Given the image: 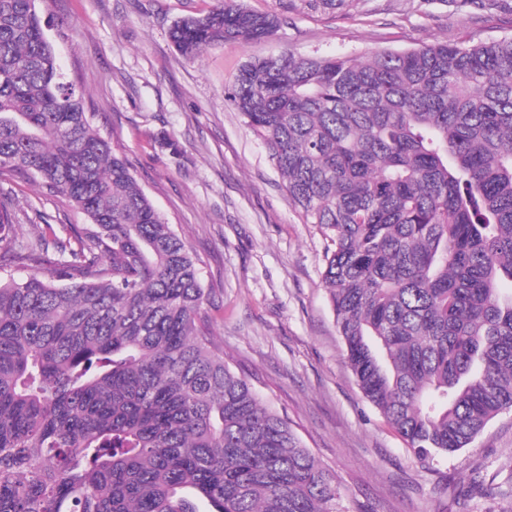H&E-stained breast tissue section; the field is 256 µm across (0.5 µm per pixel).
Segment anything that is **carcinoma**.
Wrapping results in <instances>:
<instances>
[{"label": "carcinoma", "instance_id": "carcinoma-1", "mask_svg": "<svg viewBox=\"0 0 512 512\" xmlns=\"http://www.w3.org/2000/svg\"><path fill=\"white\" fill-rule=\"evenodd\" d=\"M280 27L214 0L169 37L193 60ZM58 65L37 0H0V180L97 227L37 232L27 257L60 282L0 278V512H336L335 477L198 324L197 258ZM226 101L332 234L363 396L420 459L468 446L512 410V37L257 57Z\"/></svg>", "mask_w": 512, "mask_h": 512}]
</instances>
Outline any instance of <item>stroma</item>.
I'll return each instance as SVG.
<instances>
[{
  "mask_svg": "<svg viewBox=\"0 0 512 512\" xmlns=\"http://www.w3.org/2000/svg\"><path fill=\"white\" fill-rule=\"evenodd\" d=\"M276 14L278 33L231 41L188 60L168 37L212 0H39L64 79L94 123L200 260L203 315L225 361L287 414L334 474L341 512H512V411L467 447L417 459L362 395L324 286L330 244L288 194L266 145L225 101L253 57L360 55L512 36V0L476 18L458 0H245ZM27 241L38 224L88 232L87 217L31 180L0 184Z\"/></svg>",
  "mask_w": 512,
  "mask_h": 512,
  "instance_id": "stroma-1",
  "label": "stroma"
}]
</instances>
